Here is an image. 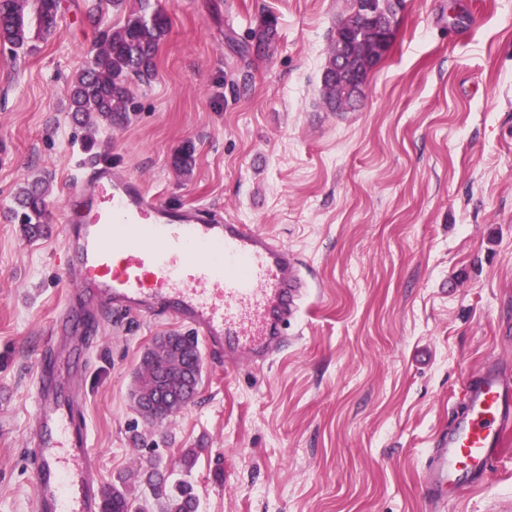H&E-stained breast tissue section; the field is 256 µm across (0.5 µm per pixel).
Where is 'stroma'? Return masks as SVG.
<instances>
[{
  "label": "stroma",
  "instance_id": "35a3bbf8",
  "mask_svg": "<svg viewBox=\"0 0 512 512\" xmlns=\"http://www.w3.org/2000/svg\"><path fill=\"white\" fill-rule=\"evenodd\" d=\"M170 21L156 77L126 119L88 132L70 85L100 46L93 0H60L25 50L0 44V512H32L24 434L33 377L71 289L61 214L75 161L106 160L175 204L273 234L319 289L264 367L204 355L198 393L162 420L131 395L172 324L100 308L79 326L90 445L103 485L149 455L189 481L197 512H494L512 500V429L480 488L441 504L421 482L465 376L512 362V0H407L355 108L322 76L348 0H151ZM272 53L248 51L261 23ZM192 147L191 172L174 165ZM48 184L29 238L9 213Z\"/></svg>",
  "mask_w": 512,
  "mask_h": 512
}]
</instances>
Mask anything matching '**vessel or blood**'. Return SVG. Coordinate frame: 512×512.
<instances>
[{
	"label": "vessel or blood",
	"mask_w": 512,
	"mask_h": 512,
	"mask_svg": "<svg viewBox=\"0 0 512 512\" xmlns=\"http://www.w3.org/2000/svg\"><path fill=\"white\" fill-rule=\"evenodd\" d=\"M63 214L67 273L77 293L118 311L162 314L226 361L261 366L287 343L312 291L298 256L251 224L206 207L163 203L108 161L80 164ZM73 312L62 308L38 362L37 408L25 440L33 512H101V472L89 447L81 392L58 360ZM461 412L436 442L423 474L429 498L478 488L512 428V374L488 364L467 375Z\"/></svg>",
	"instance_id": "obj_1"
}]
</instances>
